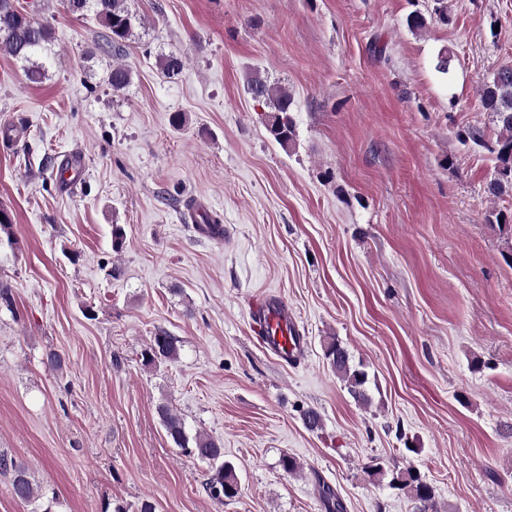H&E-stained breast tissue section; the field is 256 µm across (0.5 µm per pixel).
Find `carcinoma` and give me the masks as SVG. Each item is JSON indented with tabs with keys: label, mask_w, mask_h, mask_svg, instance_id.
Returning <instances> with one entry per match:
<instances>
[{
	"label": "carcinoma",
	"mask_w": 512,
	"mask_h": 512,
	"mask_svg": "<svg viewBox=\"0 0 512 512\" xmlns=\"http://www.w3.org/2000/svg\"><path fill=\"white\" fill-rule=\"evenodd\" d=\"M68 11L94 20L102 27L101 43L98 48L105 54L117 56L125 43L137 36V29L145 25L140 15L129 10L127 0H64ZM52 28L38 21L26 10L17 7L14 0H0V50L23 63L28 80L40 83L45 78V68L34 57L52 43ZM161 72L173 77L185 67L183 57L170 53L158 55ZM131 82L130 70L121 62L113 61L108 75L112 93L123 92ZM253 99L264 102L269 108L267 128L275 142L284 150L295 146V124L289 112L293 110V97L287 89L272 85L256 75L248 83ZM483 108L495 118L498 126L496 139L487 141L481 130L468 132L467 138L484 147L494 155L496 174L486 186V193L492 198L512 196V67H503L483 83L479 89ZM180 351L179 340L165 330H159L150 338L142 352L146 364L158 361H174ZM324 357L332 371L343 382L349 395L360 405L371 402L366 384L368 373L351 363V356L342 342L335 336L328 337L324 345ZM158 415L167 437L184 453L202 462L211 469V476L205 484L208 495L216 500L234 498L238 494V476L235 468L224 461L222 443L203 433L189 435L184 419L169 406L158 407ZM0 470L11 472L10 487H19L17 500L30 503L39 498V487L34 484L25 465L14 459L0 457ZM366 474L375 481L391 476V484L407 491L415 502L418 512H437L435 490L421 473L413 467L391 470L387 474L373 464L366 467ZM320 496L328 512H343V505L327 484L320 486Z\"/></svg>",
	"instance_id": "obj_1"
}]
</instances>
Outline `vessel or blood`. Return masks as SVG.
I'll use <instances>...</instances> for the list:
<instances>
[{
	"label": "vessel or blood",
	"mask_w": 512,
	"mask_h": 512,
	"mask_svg": "<svg viewBox=\"0 0 512 512\" xmlns=\"http://www.w3.org/2000/svg\"><path fill=\"white\" fill-rule=\"evenodd\" d=\"M250 323L260 342L282 361L292 360L300 352L298 325L284 302L256 299L250 307Z\"/></svg>",
	"instance_id": "obj_1"
}]
</instances>
